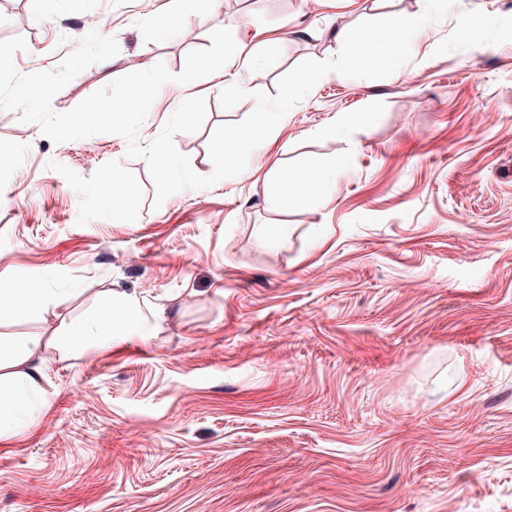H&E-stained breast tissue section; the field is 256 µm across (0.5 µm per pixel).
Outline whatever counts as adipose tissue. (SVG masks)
I'll return each mask as SVG.
<instances>
[{
  "label": "adipose tissue",
  "mask_w": 512,
  "mask_h": 512,
  "mask_svg": "<svg viewBox=\"0 0 512 512\" xmlns=\"http://www.w3.org/2000/svg\"><path fill=\"white\" fill-rule=\"evenodd\" d=\"M269 177L276 185L272 195L276 207H288L305 192L323 205L330 199L331 189L336 182V169L317 161L308 162L294 172L277 165L271 169ZM138 319L139 312L130 296L113 295L111 303L99 311L92 324L79 323L71 327L67 343L83 348L93 338L106 340L122 329L134 332L139 327ZM46 368V363L42 362L29 371L14 373L16 387L0 396V433L19 432L28 426L29 407Z\"/></svg>",
  "instance_id": "ef3b65f1"
}]
</instances>
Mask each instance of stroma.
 <instances>
[{"mask_svg":"<svg viewBox=\"0 0 512 512\" xmlns=\"http://www.w3.org/2000/svg\"><path fill=\"white\" fill-rule=\"evenodd\" d=\"M0 0L20 73L56 70L89 17L120 52L53 99L70 110L133 71L182 72L227 28L263 52L231 109L223 72L159 91L149 144L182 100L201 128L174 137L210 175L208 142L276 94L298 63L338 54L336 30L425 0ZM356 117L349 138L316 130ZM99 134L54 143L0 110V285L47 309L0 305V358L38 336L28 428L0 435V512H512V0H457L382 80L319 81L237 184L155 205L144 160ZM351 156L330 201L274 208L266 173ZM114 184L123 199L98 193ZM287 225L275 249L259 226ZM143 336L73 350L69 327L111 293ZM20 285V288H1V300L3 297H7L8 306L15 318L40 317L43 314L41 289L27 283H20Z\"/></svg>","mask_w":512,"mask_h":512,"instance_id":"35a3bbf8","label":"stroma"}]
</instances>
